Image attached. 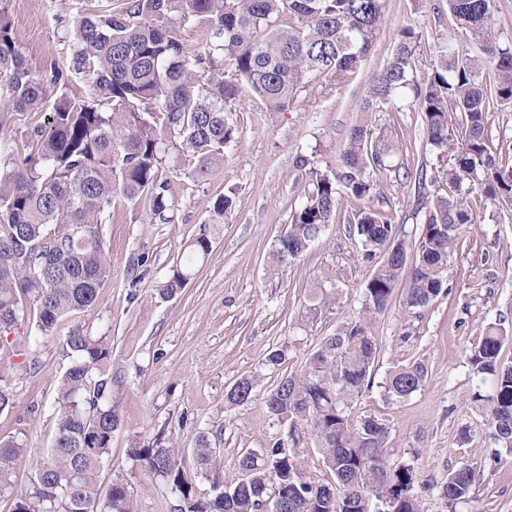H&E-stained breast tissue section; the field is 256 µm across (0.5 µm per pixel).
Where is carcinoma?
I'll list each match as a JSON object with an SVG mask.
<instances>
[{
    "label": "carcinoma",
    "mask_w": 512,
    "mask_h": 512,
    "mask_svg": "<svg viewBox=\"0 0 512 512\" xmlns=\"http://www.w3.org/2000/svg\"><path fill=\"white\" fill-rule=\"evenodd\" d=\"M446 4L457 37L436 38L429 47L434 58L422 70L424 32L401 26L390 59L360 101L369 115L411 95L426 145L448 158L441 170L448 193L423 192L412 263L390 214L363 205L347 216L371 267L362 313L324 338L302 372L282 375L267 392L268 413L288 424L287 438L262 455L241 454L242 478L227 485L216 472L220 449L205 432L192 448L190 470L161 433L129 448L133 466L170 486L177 512H259L272 497L288 501V512H374L381 500L390 503L388 512H421L417 488L424 482L415 465L387 462L389 426L375 417L351 419L378 353L370 322L392 303L404 273L406 306L424 307L440 294L462 228L476 223L467 195L512 207V165L500 161L484 123L490 106H512V47L502 45L495 27V0ZM382 19L383 0H98L79 21L66 61L35 71L0 15V110L36 117L27 125L30 151L0 170V414L14 408L4 381L19 368L4 349V334L18 326L25 307L39 337H60L70 358L58 387L52 445L20 493L12 491L10 475L25 446L0 440V496L13 498L12 512H86L93 504L99 512H137L124 476L105 488L98 479L120 424L105 402L111 338L77 323L59 335L65 319L94 309L112 276L101 224L114 200H142L156 218L171 220L172 187L162 172L167 146L191 157L195 175L205 177L224 163V145L236 133L226 113L243 92L283 110L317 77L344 80L367 57ZM195 23L209 38L191 57L182 30ZM77 78L87 82V93L57 94ZM392 150L372 137L367 122L354 126L336 170H311L303 202L274 245L273 263L298 260L335 223L346 199H371L373 173L385 169ZM210 250L207 233L192 238L159 295L169 299L185 288ZM509 339L501 324H488L469 362L495 377L493 393L478 389L471 403L487 418L489 440L511 449L512 366L499 359ZM425 377L419 363L402 367L389 376L387 394L404 399ZM257 385L255 375L238 379L225 402H248ZM302 430L314 437L328 469L322 481L303 473L294 451ZM199 476L212 481V495L198 494ZM475 482L474 469L462 467L437 485L448 512L470 497Z\"/></svg>",
    "instance_id": "carcinoma-1"
}]
</instances>
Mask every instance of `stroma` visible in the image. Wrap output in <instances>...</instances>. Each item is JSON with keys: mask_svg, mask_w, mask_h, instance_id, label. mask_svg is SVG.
I'll list each match as a JSON object with an SVG mask.
<instances>
[{"mask_svg": "<svg viewBox=\"0 0 512 512\" xmlns=\"http://www.w3.org/2000/svg\"><path fill=\"white\" fill-rule=\"evenodd\" d=\"M94 0H0V15L31 69L65 60L78 20ZM441 0H385L384 18L361 67L341 83L318 77L285 110L257 101L238 102L229 113L236 136L224 149V163L206 177L169 150L164 173L173 183L172 219L152 218L147 204L116 200L102 234L112 253V275L101 285L93 311L79 321L112 340L106 401L118 412L101 483L117 474L129 480L139 512H171L174 500L160 478L132 469L127 450L136 441L165 431L181 450L191 451L200 432L224 456V479L237 476V458L262 453L288 427L267 411L265 396L280 374L303 370L326 336L362 307L370 268L348 234L345 219L326 226L294 263L271 267L270 255L289 216L302 200L310 168L334 169L336 150L361 119L359 102L371 76L391 56L394 35L405 24L428 36H453L454 18ZM375 136L395 142L390 166L375 176V208L391 213L400 237L414 247L421 233L415 181L417 170L438 175L443 164L425 145L412 107H384L373 113ZM235 205L221 223L213 205L224 194ZM474 224L465 226L450 254L445 291L423 308H407L394 297L371 325L378 356L371 384L357 398L353 420L374 417L391 431L388 461L414 462L432 482L421 493L422 512H448L435 488L448 473L467 466L477 481L458 512H512V452L492 444L483 415L470 408L476 383L466 353L486 324L512 330V209L475 198ZM212 249L195 278L178 295L161 298L158 285L169 276L181 250L200 231ZM331 271L339 301L312 305L308 291ZM287 348L281 373L264 370L266 355ZM24 366L10 381L15 407L0 414V438L23 441L26 458L11 474L25 489L33 465L50 447L57 384L69 360L59 339L41 338L24 347ZM419 363L424 385L394 400L385 392L389 374ZM260 374L255 395L230 405L226 392L237 379Z\"/></svg>", "mask_w": 512, "mask_h": 512, "instance_id": "obj_1", "label": "stroma"}]
</instances>
